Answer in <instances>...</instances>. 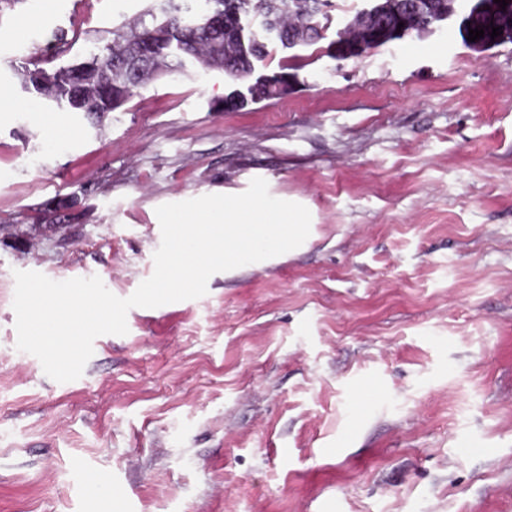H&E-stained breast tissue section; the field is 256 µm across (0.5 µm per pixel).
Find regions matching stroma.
Wrapping results in <instances>:
<instances>
[{
    "mask_svg": "<svg viewBox=\"0 0 512 512\" xmlns=\"http://www.w3.org/2000/svg\"><path fill=\"white\" fill-rule=\"evenodd\" d=\"M333 2L316 44L255 64L289 66L288 96L228 112L230 78L190 65L97 121L34 104L20 72L151 0L0 7V512H97L86 470L118 490L104 512H512V41L469 47L462 0L340 59L370 2ZM256 177L309 210L296 251L130 309L77 380L17 349L15 271L129 297L158 206Z\"/></svg>",
    "mask_w": 512,
    "mask_h": 512,
    "instance_id": "35a3bbf8",
    "label": "stroma"
}]
</instances>
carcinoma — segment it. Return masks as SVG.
Here are the masks:
<instances>
[{"label": "carcinoma", "mask_w": 512, "mask_h": 512, "mask_svg": "<svg viewBox=\"0 0 512 512\" xmlns=\"http://www.w3.org/2000/svg\"><path fill=\"white\" fill-rule=\"evenodd\" d=\"M332 7V0H163L162 17L150 8L112 30V40L95 46L82 62L52 69L57 82L51 89L24 68V88L41 103L99 119L152 79L151 68L173 76L187 63L208 58L211 70L233 80L224 110L236 111L292 90L295 75L283 70L256 76L254 61L267 54L272 40L285 50L318 42ZM253 16L262 17L259 31L250 25ZM447 19L448 0H377L340 33L339 57L354 56L355 47L366 51L385 45L406 30L425 32Z\"/></svg>", "instance_id": "1"}]
</instances>
